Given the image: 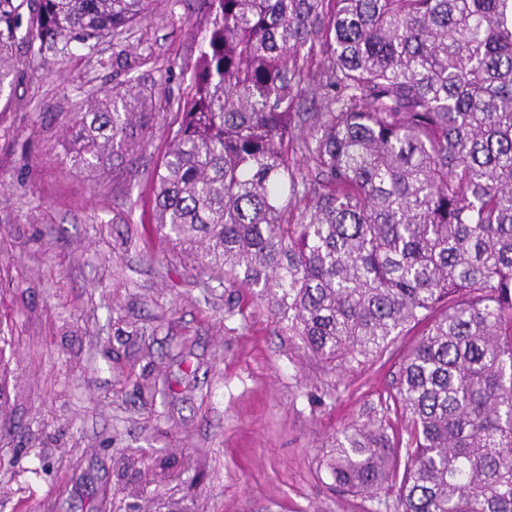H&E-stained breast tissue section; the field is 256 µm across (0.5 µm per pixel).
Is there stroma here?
Segmentation results:
<instances>
[{"mask_svg":"<svg viewBox=\"0 0 512 512\" xmlns=\"http://www.w3.org/2000/svg\"><path fill=\"white\" fill-rule=\"evenodd\" d=\"M209 18L162 0L126 38L73 46L21 70L0 95V325L13 336L11 433L0 438V512H397L396 497L339 495L337 431L383 411L412 339L334 375L250 300L224 317V287L189 273L156 235L152 175L169 145ZM159 85L130 163L73 165L63 130L92 92ZM167 385L136 392L134 376ZM128 455L168 459L139 488ZM51 457L42 471L41 457Z\"/></svg>","mask_w":512,"mask_h":512,"instance_id":"35a3bbf8","label":"stroma"}]
</instances>
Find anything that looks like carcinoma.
I'll return each instance as SVG.
<instances>
[{"instance_id": "cac0c4a2", "label": "carcinoma", "mask_w": 512, "mask_h": 512, "mask_svg": "<svg viewBox=\"0 0 512 512\" xmlns=\"http://www.w3.org/2000/svg\"><path fill=\"white\" fill-rule=\"evenodd\" d=\"M159 0H0V95L27 55L114 40ZM211 17L158 171L156 233L263 300L328 371L410 332L387 414L336 434V487L399 512H512V0H200ZM154 91L87 98L64 134L100 172ZM314 101L302 110L305 98ZM10 339L0 327V434Z\"/></svg>"}]
</instances>
